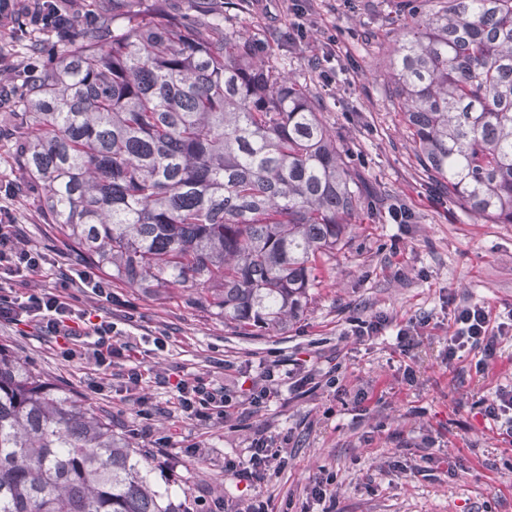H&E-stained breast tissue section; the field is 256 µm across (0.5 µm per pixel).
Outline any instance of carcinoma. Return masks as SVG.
I'll list each match as a JSON object with an SVG mask.
<instances>
[{
  "mask_svg": "<svg viewBox=\"0 0 512 512\" xmlns=\"http://www.w3.org/2000/svg\"><path fill=\"white\" fill-rule=\"evenodd\" d=\"M21 78L15 162L62 249L112 281L182 288L237 332L300 320L362 195L316 97L197 0H112ZM397 107L424 170L512 224V0L399 27ZM0 512H175L143 453L0 348Z\"/></svg>",
  "mask_w": 512,
  "mask_h": 512,
  "instance_id": "carcinoma-1",
  "label": "carcinoma"
}]
</instances>
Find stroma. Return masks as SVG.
I'll return each mask as SVG.
<instances>
[{"label":"stroma","mask_w":512,"mask_h":512,"mask_svg":"<svg viewBox=\"0 0 512 512\" xmlns=\"http://www.w3.org/2000/svg\"><path fill=\"white\" fill-rule=\"evenodd\" d=\"M306 6L309 32L292 28L295 5ZM230 34L262 43L269 66L290 74L323 106L330 134L348 162L364 208L334 260L321 267L322 285L300 321L289 328L246 335L222 318L188 306L182 289L113 285L111 303L78 293L80 305L111 320L124 341L145 354L141 368L157 408L152 435H144L119 380L102 393L93 363L64 360L50 337L26 325H0V346L63 389L88 400L112 422V431L142 449L157 489L174 503L223 500L235 512L241 500L272 498L277 512H512V437L485 418L483 401L512 386V334L478 373L477 352L448 356L455 308L480 304L512 311V224L471 216L420 166L413 140L395 108L390 52L398 21L430 13L436 0H210ZM328 57L334 81L324 85L313 62ZM10 139L0 138V186L19 184L9 200L22 244L49 254L50 265L31 286L53 288L82 261L58 246L22 186ZM413 215L392 223L391 207ZM384 316L381 334L358 341L354 323ZM426 321L417 345L403 351L396 333ZM169 336L166 349L153 339ZM279 364V394L259 408L239 409L227 421L204 426L176 408L164 376L184 374L236 395L238 377H259ZM313 374L306 393L294 391L300 372ZM167 437L162 459L154 440ZM287 438L286 463L249 485L224 471L243 459L253 439ZM461 458L454 473L435 469L428 456ZM333 475L335 500L317 501L309 479Z\"/></svg>","instance_id":"1"}]
</instances>
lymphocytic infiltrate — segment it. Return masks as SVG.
Returning a JSON list of instances; mask_svg holds the SVG:
<instances>
[{"label":"lymphocytic infiltrate","mask_w":512,"mask_h":512,"mask_svg":"<svg viewBox=\"0 0 512 512\" xmlns=\"http://www.w3.org/2000/svg\"><path fill=\"white\" fill-rule=\"evenodd\" d=\"M47 262L44 252L20 245L11 211L0 206V324L34 325L55 340L63 357L85 359L102 371L129 362L130 367L123 374L125 389L136 396L138 416L151 419L154 406L142 385L140 369L131 364L136 354L134 347L114 336L112 322L92 320L88 310L75 304L74 289L88 288L105 299L111 298V289L91 280L85 272L65 276L52 290L29 287V276ZM506 328V323H493L487 306L462 307L454 315L448 355L453 358L464 350L478 352L479 368L487 370L497 355L498 338ZM173 386L179 395L180 410L187 418L207 422L216 416L230 417L231 399L223 389L209 388L199 379L183 376L177 377ZM280 457V447L259 442L250 448L247 462L230 461L224 469L238 480L254 483L263 480L270 465Z\"/></svg>","instance_id":"1"}]
</instances>
